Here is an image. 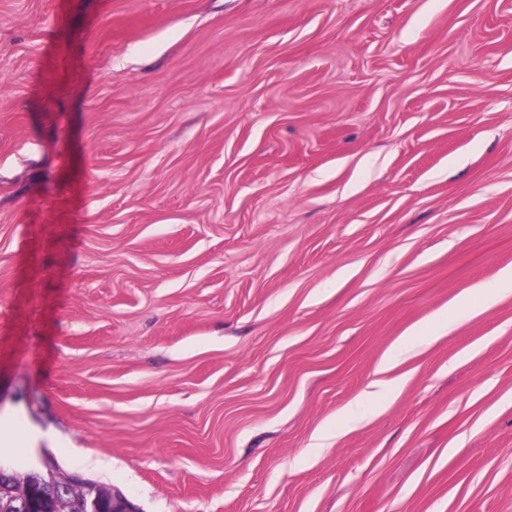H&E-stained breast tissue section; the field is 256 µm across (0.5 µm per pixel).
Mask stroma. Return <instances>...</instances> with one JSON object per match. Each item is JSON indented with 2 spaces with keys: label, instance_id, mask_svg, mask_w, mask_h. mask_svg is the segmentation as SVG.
<instances>
[{
  "label": "stroma",
  "instance_id": "35a3bbf8",
  "mask_svg": "<svg viewBox=\"0 0 512 512\" xmlns=\"http://www.w3.org/2000/svg\"><path fill=\"white\" fill-rule=\"evenodd\" d=\"M506 268L512 0H0V463L512 512Z\"/></svg>",
  "mask_w": 512,
  "mask_h": 512
}]
</instances>
